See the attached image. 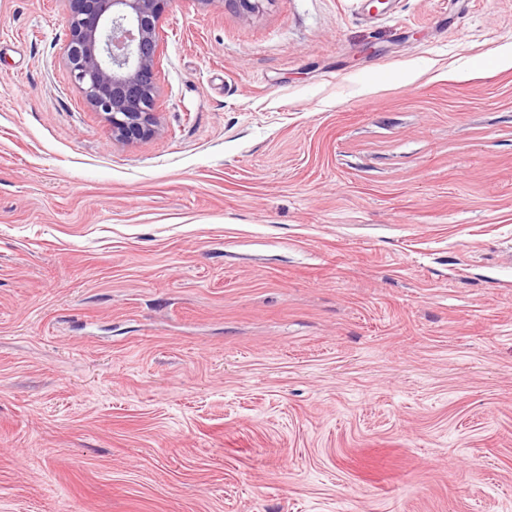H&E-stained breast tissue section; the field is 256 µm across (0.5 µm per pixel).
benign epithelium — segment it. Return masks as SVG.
<instances>
[{"mask_svg":"<svg viewBox=\"0 0 512 512\" xmlns=\"http://www.w3.org/2000/svg\"><path fill=\"white\" fill-rule=\"evenodd\" d=\"M65 62L81 98L104 115L112 140L156 135L159 22L174 0H67Z\"/></svg>","mask_w":512,"mask_h":512,"instance_id":"7a95c632","label":"benign epithelium"}]
</instances>
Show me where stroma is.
Here are the masks:
<instances>
[{"mask_svg": "<svg viewBox=\"0 0 512 512\" xmlns=\"http://www.w3.org/2000/svg\"><path fill=\"white\" fill-rule=\"evenodd\" d=\"M0 0V512H512V0H173L161 132Z\"/></svg>", "mask_w": 512, "mask_h": 512, "instance_id": "stroma-1", "label": "stroma"}]
</instances>
